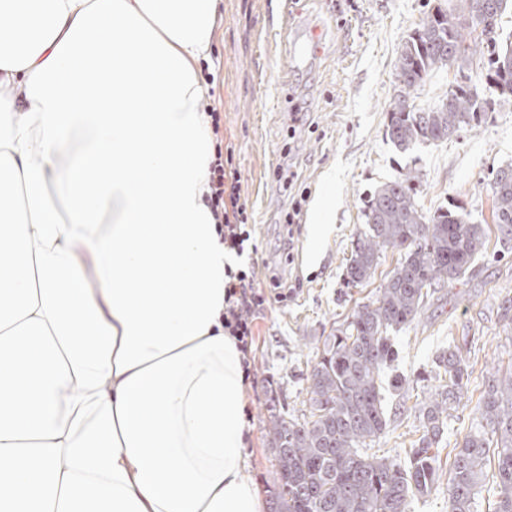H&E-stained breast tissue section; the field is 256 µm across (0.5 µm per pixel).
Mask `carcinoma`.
Listing matches in <instances>:
<instances>
[{
    "label": "carcinoma",
    "instance_id": "1",
    "mask_svg": "<svg viewBox=\"0 0 512 512\" xmlns=\"http://www.w3.org/2000/svg\"><path fill=\"white\" fill-rule=\"evenodd\" d=\"M509 0H458L434 6L404 41L396 62L399 90L389 105L386 138L401 153L424 143L447 140L473 129L512 97V42L485 41L471 19L481 12L499 22ZM479 58L486 79L499 92L482 98L460 82L435 106L421 109L411 91L435 71L464 73ZM417 175L378 185L365 202V223L356 229L346 263V287L367 284L381 256L400 253L369 302L324 337L307 377L306 409L295 415L274 412L266 423L277 466L274 512H406L408 498L440 485L439 444L448 406L461 401L465 361L457 349L437 357L440 378L430 402L420 409L423 432L412 458L400 465L369 456L387 427L378 385L379 372L395 360L390 333L410 325L430 291L464 275L485 247L486 230L458 207L426 217L413 188ZM498 240L512 248V165L494 171L490 181ZM497 461L495 512H512V370L494 379L475 408V417L456 448L448 481V512H472L489 458Z\"/></svg>",
    "mask_w": 512,
    "mask_h": 512
}]
</instances>
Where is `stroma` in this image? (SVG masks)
Instances as JSON below:
<instances>
[{
  "mask_svg": "<svg viewBox=\"0 0 512 512\" xmlns=\"http://www.w3.org/2000/svg\"><path fill=\"white\" fill-rule=\"evenodd\" d=\"M437 2L219 0L210 57L219 75L209 103L234 149L232 164L254 225L246 264L267 298L254 316L245 416L247 463L265 498L276 487L264 431L270 407L302 409L324 336L373 297L399 258L387 250L368 284L346 287L345 259L376 186L417 173L421 212L463 206L484 225L487 248L462 279L437 289L409 327L393 333L397 357L379 377L388 426L372 454L407 461L419 436V408L436 384L434 359L456 345L470 383L440 444V470L450 478L449 453L468 433L474 406L489 382L512 368V321L501 309L512 298V251H497L490 190L493 171L512 164V103L478 128L407 153L385 136L400 47ZM294 99L308 109L298 129ZM282 166L297 171L293 188L276 179ZM298 193L306 200L299 224L290 228L284 218ZM289 233L295 248L288 256L282 244ZM396 377L403 380L398 389L391 385Z\"/></svg>",
  "mask_w": 512,
  "mask_h": 512,
  "instance_id": "obj_1",
  "label": "stroma"
}]
</instances>
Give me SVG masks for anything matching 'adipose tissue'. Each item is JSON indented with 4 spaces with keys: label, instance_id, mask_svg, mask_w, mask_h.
Masks as SVG:
<instances>
[{
    "label": "adipose tissue",
    "instance_id": "obj_1",
    "mask_svg": "<svg viewBox=\"0 0 512 512\" xmlns=\"http://www.w3.org/2000/svg\"><path fill=\"white\" fill-rule=\"evenodd\" d=\"M217 7L0 0V512H264L206 202Z\"/></svg>",
    "mask_w": 512,
    "mask_h": 512
}]
</instances>
